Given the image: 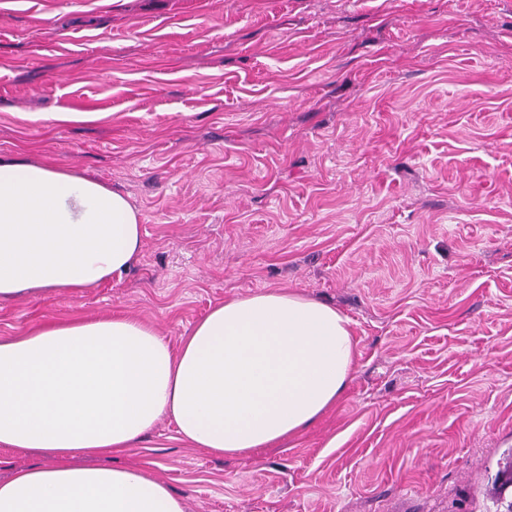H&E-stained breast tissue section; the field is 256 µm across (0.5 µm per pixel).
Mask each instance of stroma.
Returning <instances> with one entry per match:
<instances>
[{
	"mask_svg": "<svg viewBox=\"0 0 512 512\" xmlns=\"http://www.w3.org/2000/svg\"><path fill=\"white\" fill-rule=\"evenodd\" d=\"M0 154L120 189L145 230L106 285L0 302V336L119 313L175 345L272 288L350 320L344 395L285 446L219 458L165 418L110 463L186 512H491L512 453V0H0Z\"/></svg>",
	"mask_w": 512,
	"mask_h": 512,
	"instance_id": "stroma-1",
	"label": "stroma"
}]
</instances>
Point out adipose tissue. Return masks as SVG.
<instances>
[{"label":"adipose tissue","instance_id":"ef3b65f1","mask_svg":"<svg viewBox=\"0 0 512 512\" xmlns=\"http://www.w3.org/2000/svg\"><path fill=\"white\" fill-rule=\"evenodd\" d=\"M143 237L120 190L0 155V300L100 286L138 262ZM355 357L347 317L285 289L225 299L175 346L118 314L0 336V448L54 460L0 481V512H185L142 469L71 459L135 447L164 417L214 456L279 446L336 404Z\"/></svg>","mask_w":512,"mask_h":512}]
</instances>
